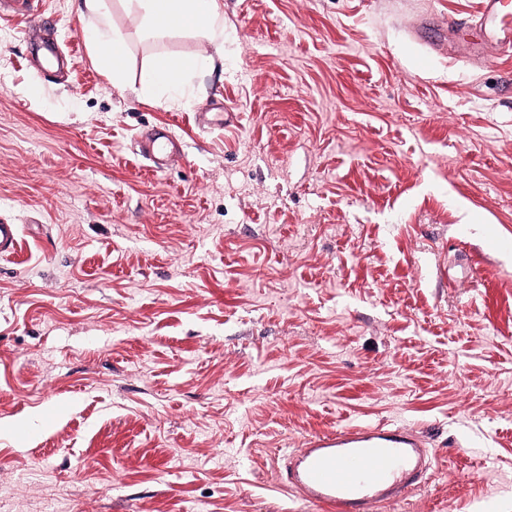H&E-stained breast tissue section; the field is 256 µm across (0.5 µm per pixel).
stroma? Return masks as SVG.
Segmentation results:
<instances>
[{"mask_svg": "<svg viewBox=\"0 0 512 512\" xmlns=\"http://www.w3.org/2000/svg\"><path fill=\"white\" fill-rule=\"evenodd\" d=\"M223 2L111 5L117 81L83 0L0 6V512H317L277 461L351 422L437 456L383 512H512V58L417 37L478 0ZM158 53L214 63L156 103ZM134 19L141 18L153 30H191L224 48L222 0H122ZM89 41L100 61L112 71V78L118 79L125 65V36L117 29L106 31L96 27L89 32ZM20 237L19 225L0 222V256L6 257L14 254L20 245Z\"/></svg>", "mask_w": 512, "mask_h": 512, "instance_id": "obj_1", "label": "stroma"}]
</instances>
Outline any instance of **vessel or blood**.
<instances>
[{"label":"vessel or blood","mask_w":512,"mask_h":512,"mask_svg":"<svg viewBox=\"0 0 512 512\" xmlns=\"http://www.w3.org/2000/svg\"><path fill=\"white\" fill-rule=\"evenodd\" d=\"M469 25L483 48L512 54V0H482ZM428 455L415 428L351 423L307 437L291 454L285 486L322 512H376L417 490Z\"/></svg>","instance_id":"b4317fda"}]
</instances>
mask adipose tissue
<instances>
[{
  "label": "adipose tissue",
  "instance_id": "1",
  "mask_svg": "<svg viewBox=\"0 0 512 512\" xmlns=\"http://www.w3.org/2000/svg\"><path fill=\"white\" fill-rule=\"evenodd\" d=\"M133 17L153 30H190L216 46L224 44V4L222 0H124ZM206 55L180 58L155 57L142 72V88L154 101L165 100L184 81L209 65Z\"/></svg>",
  "mask_w": 512,
  "mask_h": 512
}]
</instances>
